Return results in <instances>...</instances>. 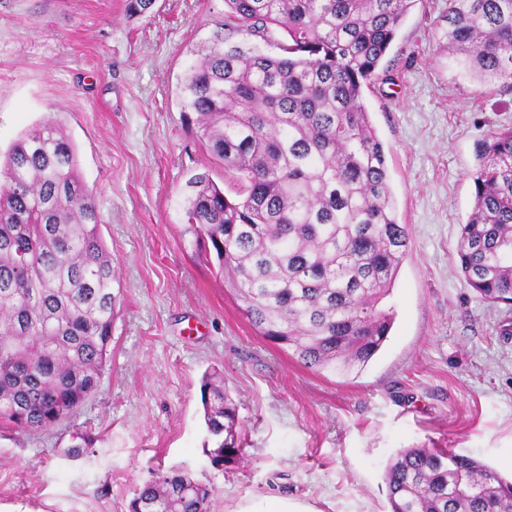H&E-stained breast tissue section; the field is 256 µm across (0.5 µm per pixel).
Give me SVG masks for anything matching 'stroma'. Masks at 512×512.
Instances as JSON below:
<instances>
[{"mask_svg":"<svg viewBox=\"0 0 512 512\" xmlns=\"http://www.w3.org/2000/svg\"><path fill=\"white\" fill-rule=\"evenodd\" d=\"M0 0V152L46 118L73 140L120 280L109 361L74 416L24 432L0 421V512H129L137 486L181 472L209 512L285 494L319 512H390L385 467L403 448L471 455L512 477V309L457 266L476 146L512 104L457 76L448 0H416L363 102L388 158L409 243L387 303L390 338L356 377L321 374L258 335L196 244L184 187L224 165L179 104L190 51L224 27V0ZM238 405L246 456L205 452L201 385Z\"/></svg>","mask_w":512,"mask_h":512,"instance_id":"35a3bbf8","label":"stroma"}]
</instances>
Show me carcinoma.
I'll return each mask as SVG.
<instances>
[{
	"label": "carcinoma",
	"mask_w": 512,
	"mask_h": 512,
	"mask_svg": "<svg viewBox=\"0 0 512 512\" xmlns=\"http://www.w3.org/2000/svg\"><path fill=\"white\" fill-rule=\"evenodd\" d=\"M155 0H126L130 19ZM415 0H224V26L279 55L224 38L199 46L181 111L236 182H187L185 214L242 315L309 369L361 373L395 314L386 305L409 242L395 218L388 163L363 104ZM448 56L481 86L512 93V0H448ZM474 204L457 259L467 285L512 306V126L478 147ZM76 149L53 119L0 161V419L46 430L100 384L118 283ZM212 466L243 458L236 405L209 375ZM391 512H512L494 467L438 448H405L385 468ZM212 489L180 473L140 485L131 512H208Z\"/></svg>",
	"instance_id": "carcinoma-1"
}]
</instances>
